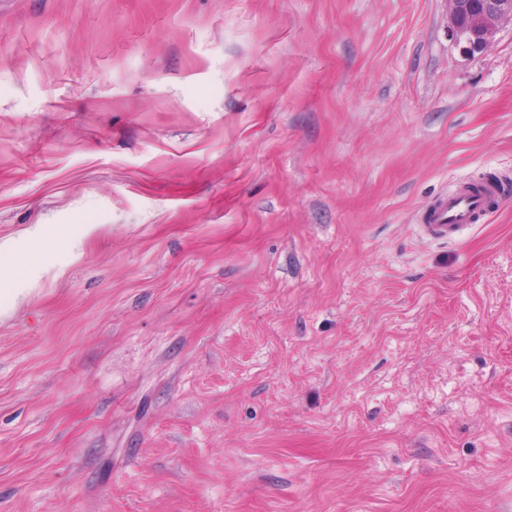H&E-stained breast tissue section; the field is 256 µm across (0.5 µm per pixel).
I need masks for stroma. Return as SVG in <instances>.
Instances as JSON below:
<instances>
[{
	"mask_svg": "<svg viewBox=\"0 0 512 512\" xmlns=\"http://www.w3.org/2000/svg\"><path fill=\"white\" fill-rule=\"evenodd\" d=\"M42 257L0 315V512H512L511 28L0 0V263ZM503 191L497 180L484 181L476 188H472L471 182L460 181L422 211L421 224L417 226L431 239L457 240L463 232L474 228L494 204L499 205Z\"/></svg>",
	"mask_w": 512,
	"mask_h": 512,
	"instance_id": "1",
	"label": "stroma"
}]
</instances>
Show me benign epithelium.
<instances>
[{
  "label": "benign epithelium",
  "instance_id": "1",
  "mask_svg": "<svg viewBox=\"0 0 512 512\" xmlns=\"http://www.w3.org/2000/svg\"><path fill=\"white\" fill-rule=\"evenodd\" d=\"M449 27L465 55L485 52L505 27L512 28V0H448Z\"/></svg>",
  "mask_w": 512,
  "mask_h": 512
}]
</instances>
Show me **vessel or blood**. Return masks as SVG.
Segmentation results:
<instances>
[{"mask_svg": "<svg viewBox=\"0 0 512 512\" xmlns=\"http://www.w3.org/2000/svg\"><path fill=\"white\" fill-rule=\"evenodd\" d=\"M503 185L487 180L479 185L461 181L441 194L420 215V227L425 235L434 240L451 241L463 232L474 228L486 216L494 204L502 200Z\"/></svg>", "mask_w": 512, "mask_h": 512, "instance_id": "vessel-or-blood-1", "label": "vessel or blood"}]
</instances>
